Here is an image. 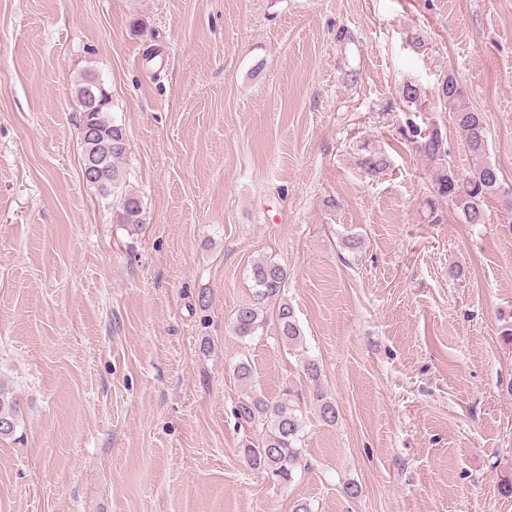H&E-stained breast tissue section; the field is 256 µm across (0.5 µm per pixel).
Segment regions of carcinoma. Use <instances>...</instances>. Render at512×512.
Masks as SVG:
<instances>
[{
    "label": "carcinoma",
    "instance_id": "1",
    "mask_svg": "<svg viewBox=\"0 0 512 512\" xmlns=\"http://www.w3.org/2000/svg\"><path fill=\"white\" fill-rule=\"evenodd\" d=\"M102 83L96 73L87 69L77 79L73 94L79 104L95 102L92 111L84 113L83 120L93 124L96 138L82 145L83 153L95 154L107 169V181L101 185L89 183L99 195L120 187L123 180L122 164L129 150L127 133L123 125L108 116L111 105L109 92L100 89ZM439 102L452 115L457 129L463 133L467 147L476 163L465 175L456 174L448 166L443 133L436 127L421 129L414 122L407 124L412 148L430 161L432 198L427 200L430 213H435L436 201L451 202L468 224L485 223L484 205L488 197L500 196L512 206V187H504L499 169L487 160L488 123L485 113L476 111L471 105L466 89L448 74L439 85ZM360 165L369 175L387 168L388 157L367 146ZM119 221L122 224L139 225L145 221L141 198L126 192L120 197ZM256 286L253 300L241 306L235 313L234 333L242 339L264 331L267 324V306L274 305L276 335L288 346L300 342L301 329L295 310L285 294L288 271L275 263L261 261L252 269ZM317 409L321 421L329 426L336 424V404L326 395L316 394ZM235 415L242 422L261 425L264 434L258 443L244 445L246 463L252 469L265 472L273 481L286 484L294 480L303 462V420L301 418L300 394L286 389L281 397L270 400L254 393L239 403ZM19 424V406L15 398L0 386V435L9 436Z\"/></svg>",
    "mask_w": 512,
    "mask_h": 512
}]
</instances>
